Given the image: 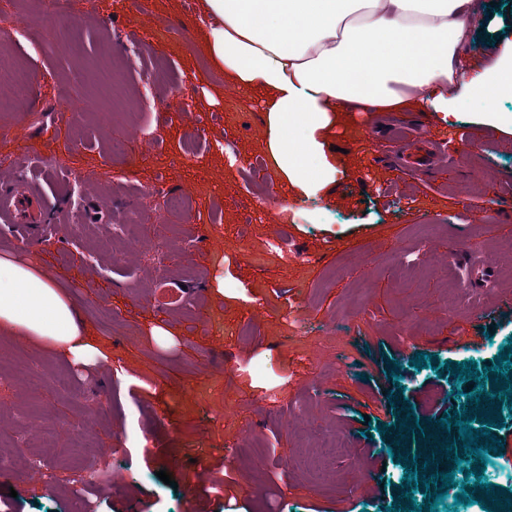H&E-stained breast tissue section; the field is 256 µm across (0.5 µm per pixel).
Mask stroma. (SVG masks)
I'll return each instance as SVG.
<instances>
[{"instance_id": "1", "label": "stroma", "mask_w": 512, "mask_h": 512, "mask_svg": "<svg viewBox=\"0 0 512 512\" xmlns=\"http://www.w3.org/2000/svg\"><path fill=\"white\" fill-rule=\"evenodd\" d=\"M475 5L461 55L487 66L490 45L512 38V0ZM143 11L141 23L128 0H72L45 18L0 0V48L32 73L28 97L0 86V168L49 160L33 179L58 216L33 243L0 223V255L51 278L98 351L83 372L55 346L0 333V447L34 453L48 429L91 441L37 462L39 482L0 459V512H69L73 480L115 468L126 482L88 485L91 512L392 506L405 470L376 426L397 432L395 407L410 400L426 425L407 441L423 444L470 389L415 369L414 356L488 366L512 338V99L494 103L496 121L466 94L449 120L419 102L399 110L446 145L426 176L393 161L403 145L379 141V113L342 110L317 135L335 172L308 193L272 158L262 97L212 58L203 7L143 0ZM62 25L70 41L57 40ZM108 57L127 70L122 106L87 74ZM171 96L181 109L167 108ZM72 97L81 111L63 113ZM153 186L192 188L190 210L164 211ZM130 205L149 223L92 262L93 242L111 239ZM274 222L293 254L273 249ZM164 233L178 246L160 261L147 240ZM473 258L492 290L464 289ZM502 420L505 449L487 453L483 480L512 489V415ZM331 436L352 453L318 464ZM354 468L367 473L355 484Z\"/></svg>"}]
</instances>
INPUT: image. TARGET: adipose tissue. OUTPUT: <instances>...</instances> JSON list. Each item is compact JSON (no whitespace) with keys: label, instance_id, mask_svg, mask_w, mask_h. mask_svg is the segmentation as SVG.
Instances as JSON below:
<instances>
[{"label":"adipose tissue","instance_id":"obj_1","mask_svg":"<svg viewBox=\"0 0 512 512\" xmlns=\"http://www.w3.org/2000/svg\"><path fill=\"white\" fill-rule=\"evenodd\" d=\"M472 0H204L213 20L209 48L225 70L267 94L280 135L277 165L306 191L328 179L318 131L337 107L399 109L419 98L453 115L454 87L483 99L512 98V41L495 45L474 78L459 51ZM0 330L47 340L73 361L95 355L76 313L47 278L0 257Z\"/></svg>","mask_w":512,"mask_h":512}]
</instances>
